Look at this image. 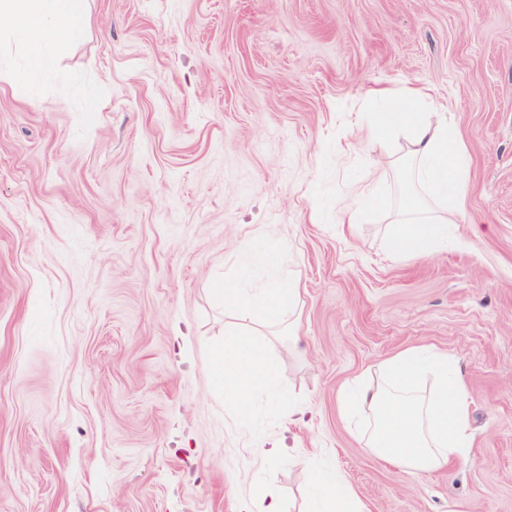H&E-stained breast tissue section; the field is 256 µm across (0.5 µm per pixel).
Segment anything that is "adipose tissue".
<instances>
[{"instance_id": "obj_1", "label": "adipose tissue", "mask_w": 512, "mask_h": 512, "mask_svg": "<svg viewBox=\"0 0 512 512\" xmlns=\"http://www.w3.org/2000/svg\"><path fill=\"white\" fill-rule=\"evenodd\" d=\"M86 0H0V19L27 49L26 68L36 76L48 71L60 39L80 33ZM425 89L406 87L376 91L382 109L368 127L372 139L405 132L409 142L413 191L422 204L411 207L391 229L388 247L403 257L432 254L454 246L450 211L461 204L468 187V156L447 112H421ZM225 307L246 305L262 325L274 323L290 308L295 290L277 282L248 288L243 276L225 279L216 289ZM212 373L224 390V404L241 421L251 416V395L276 387V367L264 348L245 338H228L212 356ZM347 411L368 409L373 416L370 443L385 462L411 473L452 465L471 445L470 401L464 374L447 356L412 348L386 360L376 385L352 389ZM315 495L309 512H361L351 485L339 472L311 475Z\"/></svg>"}]
</instances>
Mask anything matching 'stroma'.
Masks as SVG:
<instances>
[{"label":"stroma","mask_w":512,"mask_h":512,"mask_svg":"<svg viewBox=\"0 0 512 512\" xmlns=\"http://www.w3.org/2000/svg\"><path fill=\"white\" fill-rule=\"evenodd\" d=\"M81 26L33 80L0 22V512H244L257 485L307 512L315 467L365 512H512V0H88ZM420 85L469 188L457 248L395 258L406 139L362 128ZM372 168L384 205L347 223ZM260 232L298 287L271 328L213 295ZM230 331L279 381L246 430L209 371ZM419 346L465 372L472 446L406 474L341 401Z\"/></svg>","instance_id":"35a3bbf8"}]
</instances>
